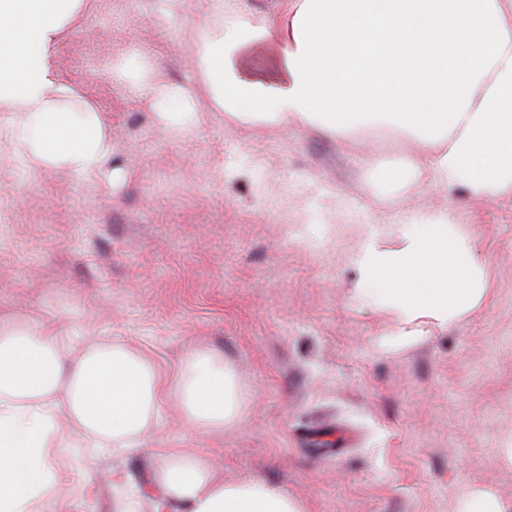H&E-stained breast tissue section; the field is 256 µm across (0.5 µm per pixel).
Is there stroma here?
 Returning a JSON list of instances; mask_svg holds the SVG:
<instances>
[{
	"mask_svg": "<svg viewBox=\"0 0 512 512\" xmlns=\"http://www.w3.org/2000/svg\"><path fill=\"white\" fill-rule=\"evenodd\" d=\"M207 0H97L58 52L66 83L110 133L103 168L30 169L0 112V316L63 324L76 343L119 340L173 370L207 347L237 377L243 418L189 430L164 396L143 446L73 439L54 466L68 512H155L165 448L212 454L225 481L261 478L308 512H455L461 491L512 498V199L475 198L400 171L401 137L364 128L229 124L201 102L186 129L115 72L144 49L163 83L198 88L190 39ZM452 213L491 295L464 323L412 345L376 290L356 297L352 255L419 213Z\"/></svg>",
	"mask_w": 512,
	"mask_h": 512,
	"instance_id": "obj_1",
	"label": "stroma"
}]
</instances>
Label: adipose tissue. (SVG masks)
I'll return each instance as SVG.
<instances>
[{
    "instance_id": "obj_1",
    "label": "adipose tissue",
    "mask_w": 512,
    "mask_h": 512,
    "mask_svg": "<svg viewBox=\"0 0 512 512\" xmlns=\"http://www.w3.org/2000/svg\"><path fill=\"white\" fill-rule=\"evenodd\" d=\"M94 6L0 0V110L19 115L29 166L92 172L106 161L99 108L66 110L71 89L57 71L61 38ZM209 12L193 60L208 102L229 121L310 126L334 139L387 127L413 142L404 169L417 180L512 198V0H280L257 21L209 0ZM130 79L166 122L194 123L195 97L161 84L153 67ZM395 238L388 247L365 237L352 257L355 293L378 285L380 308L406 342L423 324L459 323L488 298L484 270L451 215H420ZM168 392L188 428L218 433L241 419L235 374L208 349L187 351L166 381L127 344L76 347L53 324L0 317V512H44L66 432L134 448ZM157 482L186 512H306L263 480L225 482L196 451L169 450Z\"/></svg>"
}]
</instances>
